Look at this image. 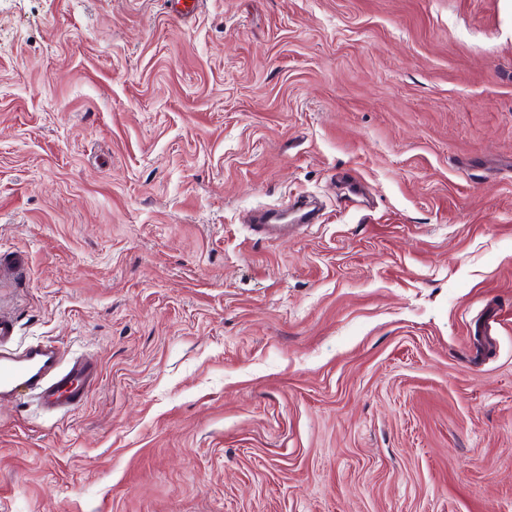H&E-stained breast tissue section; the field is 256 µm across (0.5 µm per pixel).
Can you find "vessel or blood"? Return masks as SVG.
<instances>
[{"label":"vessel or blood","instance_id":"obj_1","mask_svg":"<svg viewBox=\"0 0 512 512\" xmlns=\"http://www.w3.org/2000/svg\"><path fill=\"white\" fill-rule=\"evenodd\" d=\"M14 330L0 313V402L26 396L49 412L76 410L98 379L97 367L81 357L61 361L48 342L15 345Z\"/></svg>","mask_w":512,"mask_h":512}]
</instances>
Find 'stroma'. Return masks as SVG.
I'll return each instance as SVG.
<instances>
[{"label":"stroma","instance_id":"35a3bbf8","mask_svg":"<svg viewBox=\"0 0 512 512\" xmlns=\"http://www.w3.org/2000/svg\"><path fill=\"white\" fill-rule=\"evenodd\" d=\"M0 260V512H512V0H0ZM15 324L0 313V402L26 396L53 413L76 410L98 379L90 361L76 357L63 364L48 342L14 344Z\"/></svg>","mask_w":512,"mask_h":512}]
</instances>
